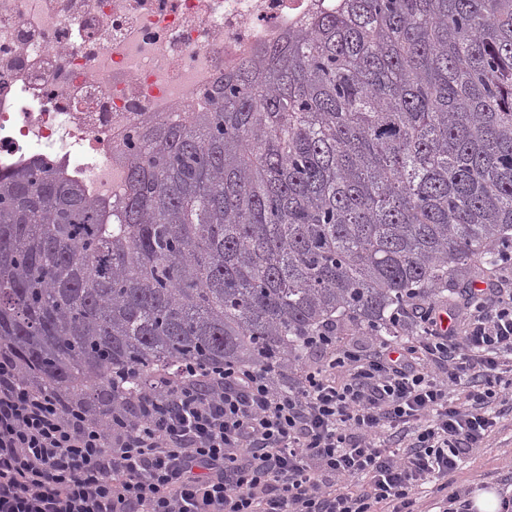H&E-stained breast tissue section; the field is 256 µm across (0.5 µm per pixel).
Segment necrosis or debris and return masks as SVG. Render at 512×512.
Returning <instances> with one entry per match:
<instances>
[{"label": "necrosis or debris", "mask_w": 512, "mask_h": 512, "mask_svg": "<svg viewBox=\"0 0 512 512\" xmlns=\"http://www.w3.org/2000/svg\"><path fill=\"white\" fill-rule=\"evenodd\" d=\"M332 0H0V172L53 156L92 199L123 144L209 106L237 61Z\"/></svg>", "instance_id": "4bbe7bcc"}]
</instances>
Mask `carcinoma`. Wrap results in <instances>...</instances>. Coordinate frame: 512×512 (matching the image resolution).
I'll use <instances>...</instances> for the list:
<instances>
[{"label": "carcinoma", "instance_id": "obj_1", "mask_svg": "<svg viewBox=\"0 0 512 512\" xmlns=\"http://www.w3.org/2000/svg\"><path fill=\"white\" fill-rule=\"evenodd\" d=\"M126 155L110 202L49 158L0 174V345L45 391L388 334L512 247V0H336Z\"/></svg>", "mask_w": 512, "mask_h": 512}]
</instances>
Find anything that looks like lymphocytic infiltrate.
I'll use <instances>...</instances> for the list:
<instances>
[{
	"mask_svg": "<svg viewBox=\"0 0 512 512\" xmlns=\"http://www.w3.org/2000/svg\"><path fill=\"white\" fill-rule=\"evenodd\" d=\"M477 304L414 300L370 345L309 337L291 379L183 362L92 416L0 348V512H464L447 479L512 404V255Z\"/></svg>",
	"mask_w": 512,
	"mask_h": 512,
	"instance_id": "1",
	"label": "lymphocytic infiltrate"
}]
</instances>
